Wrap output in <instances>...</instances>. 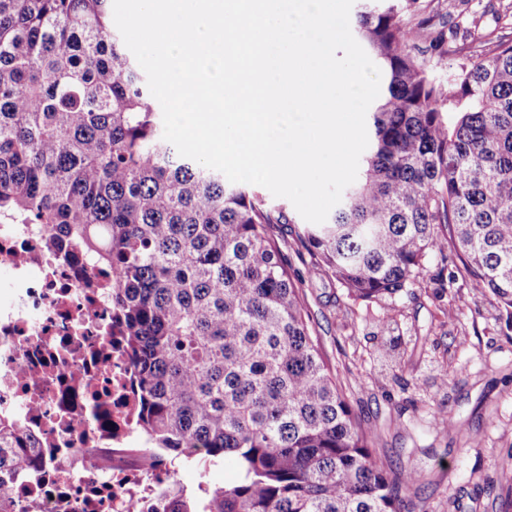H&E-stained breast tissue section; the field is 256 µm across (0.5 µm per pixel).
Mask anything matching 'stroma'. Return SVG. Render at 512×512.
Returning <instances> with one entry per match:
<instances>
[{
    "instance_id": "35a3bbf8",
    "label": "stroma",
    "mask_w": 512,
    "mask_h": 512,
    "mask_svg": "<svg viewBox=\"0 0 512 512\" xmlns=\"http://www.w3.org/2000/svg\"><path fill=\"white\" fill-rule=\"evenodd\" d=\"M512 0H467L474 36L512 32ZM259 196L286 221L269 228L295 275L319 349L373 455L410 473L406 512H512V313L448 257L453 279L424 277L409 292L367 302L331 275L313 271L300 240L304 220L266 188ZM398 329L381 333L378 320Z\"/></svg>"
}]
</instances>
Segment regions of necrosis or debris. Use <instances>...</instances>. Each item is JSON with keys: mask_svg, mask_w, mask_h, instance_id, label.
Masks as SVG:
<instances>
[{"mask_svg": "<svg viewBox=\"0 0 512 512\" xmlns=\"http://www.w3.org/2000/svg\"><path fill=\"white\" fill-rule=\"evenodd\" d=\"M42 224H0V415L31 434L34 464L0 472L36 512H178L179 488L137 422L110 278L45 251Z\"/></svg>", "mask_w": 512, "mask_h": 512, "instance_id": "1", "label": "necrosis or debris"}]
</instances>
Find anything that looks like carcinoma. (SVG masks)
<instances>
[{"instance_id": "1", "label": "carcinoma", "mask_w": 512, "mask_h": 512, "mask_svg": "<svg viewBox=\"0 0 512 512\" xmlns=\"http://www.w3.org/2000/svg\"><path fill=\"white\" fill-rule=\"evenodd\" d=\"M425 0L357 15L385 87L359 182L300 235L312 266L373 301L412 287L434 255L512 310V40L436 81L453 53ZM110 0H0V223L112 270L140 425L169 464L199 471L182 512H402L410 475L378 463L312 335L257 194L178 155ZM31 438L0 415V466ZM228 462L235 482L209 489Z\"/></svg>"}]
</instances>
